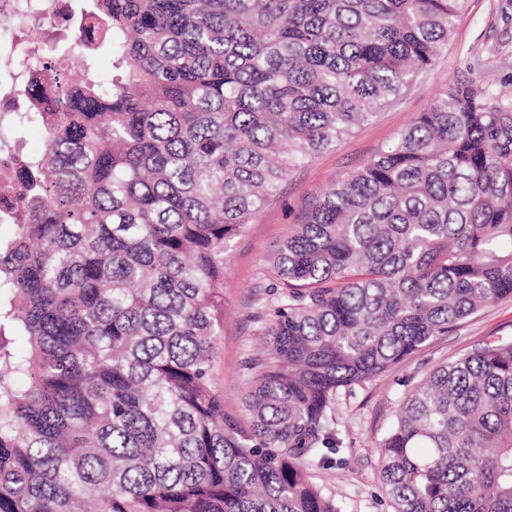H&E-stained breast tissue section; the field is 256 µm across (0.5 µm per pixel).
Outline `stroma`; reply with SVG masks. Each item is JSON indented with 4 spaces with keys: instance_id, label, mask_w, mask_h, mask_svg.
<instances>
[{
    "instance_id": "stroma-1",
    "label": "stroma",
    "mask_w": 512,
    "mask_h": 512,
    "mask_svg": "<svg viewBox=\"0 0 512 512\" xmlns=\"http://www.w3.org/2000/svg\"><path fill=\"white\" fill-rule=\"evenodd\" d=\"M468 78L494 101L512 103V0H464L455 29L433 65L335 147L292 169L230 242L224 261V329L212 364V385L223 397L228 416L248 421L242 403L248 366L266 357L264 332L282 296L274 271L279 247L317 196L391 147L450 84ZM501 337L512 338L511 300L464 318L452 333L340 399L342 445L331 463L311 473L316 484L332 491L340 512H393L381 480L378 448L401 400L436 367Z\"/></svg>"
}]
</instances>
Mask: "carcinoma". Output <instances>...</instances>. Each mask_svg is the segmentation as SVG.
I'll use <instances>...</instances> for the list:
<instances>
[{"label":"carcinoma","instance_id":"obj_1","mask_svg":"<svg viewBox=\"0 0 512 512\" xmlns=\"http://www.w3.org/2000/svg\"><path fill=\"white\" fill-rule=\"evenodd\" d=\"M0 90V512H340L338 402L512 298V109L460 81L283 243L267 358L224 414V248L288 172L432 65L461 0H74ZM84 59L80 81L57 80ZM394 512H512V340L442 366L379 446Z\"/></svg>","mask_w":512,"mask_h":512}]
</instances>
